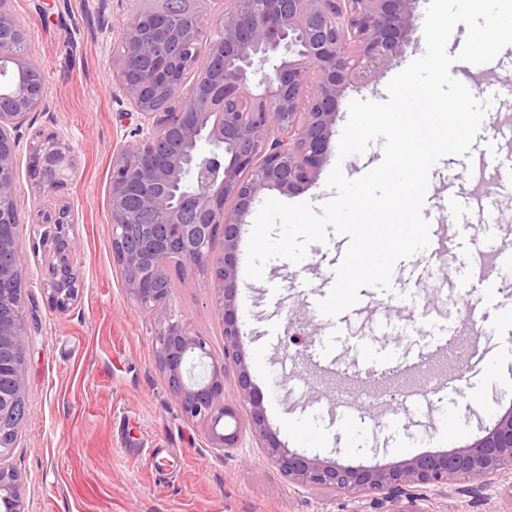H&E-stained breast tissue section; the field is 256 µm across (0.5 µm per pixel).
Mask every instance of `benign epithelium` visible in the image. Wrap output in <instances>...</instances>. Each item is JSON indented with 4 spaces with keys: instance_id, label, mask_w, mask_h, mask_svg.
Here are the masks:
<instances>
[{
    "instance_id": "1",
    "label": "benign epithelium",
    "mask_w": 512,
    "mask_h": 512,
    "mask_svg": "<svg viewBox=\"0 0 512 512\" xmlns=\"http://www.w3.org/2000/svg\"><path fill=\"white\" fill-rule=\"evenodd\" d=\"M166 0H144L134 23L122 24L112 51L113 94L137 114L130 130L134 149L112 158V249L126 272V288L148 306L178 265L205 274L217 285L216 306L224 324V357L207 337L165 313L156 324L157 363L182 414L205 431L211 447H237L240 433L228 421L246 410L251 433L266 461L300 488L329 489L349 498L372 497L391 504L388 512L429 489L445 495L459 486L473 494L497 477L512 479V409L465 448L419 455L389 468H362L317 455L291 452L266 423L262 399L238 353L241 326L236 304L239 217L264 189L292 192L315 179L329 150L338 98L348 85L361 87L398 56L407 41L413 0H233L218 13L193 0L173 17ZM25 29L0 12V67L25 76L39 73L35 56L22 44ZM275 61L258 85L252 76ZM194 90L183 92L189 72ZM0 94V408L24 399L26 349L20 300L25 256L7 224L24 210L16 160L25 117L44 104V88L20 82ZM276 136L270 137L271 129ZM209 149H201L202 144ZM30 164L38 195L54 206L36 213L42 234L43 288L65 311L84 283L73 263L77 223L71 203L58 201L75 169L73 150L62 137H31ZM224 229V254L215 261L211 244ZM210 359L199 382L186 381V357ZM236 370L233 396L225 385L227 366ZM25 479L0 465V512H25Z\"/></svg>"
}]
</instances>
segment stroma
Returning <instances> with one entry per match:
<instances>
[{
    "label": "stroma",
    "instance_id": "stroma-1",
    "mask_svg": "<svg viewBox=\"0 0 512 512\" xmlns=\"http://www.w3.org/2000/svg\"><path fill=\"white\" fill-rule=\"evenodd\" d=\"M428 0H416L410 41L364 87H345L333 136H340L351 100H387L388 81L423 55ZM138 0H10L26 29L44 77L45 100L29 122L36 131L65 136L75 170L63 197L74 201L72 228L84 281L67 311L53 309L42 287L37 256L40 225L23 226L27 256L22 307L28 323L26 418L8 462L26 480V512H384L379 503L355 501L329 490L295 489L261 455L240 413V441L216 453L201 426L180 411L156 364L157 315L129 295L112 250V157L129 146L136 123L129 105L112 93V45ZM473 95L493 98L469 157L455 156L450 172L430 178L422 209L430 223L429 247L399 262L391 288L365 287L352 308L313 317L311 305L335 283V268L348 240L329 234L311 244L303 260L275 258L259 280L238 274L243 321L240 351L263 398L270 431L285 448L353 466L388 467L421 454L470 445L498 415L512 407V335L500 323L512 316V297L486 288L482 277L497 267V252L512 241V191L502 177L512 169V55L499 54L476 77ZM330 147L318 176L291 193L266 190L243 216L238 254L246 256L255 219L268 199L320 207L331 192L327 177L337 159ZM170 311L207 336L215 356L224 354L223 322L210 279L171 269ZM470 295L489 318L480 362L446 360L430 353L431 339L452 333L464 319L461 298ZM310 327L357 375H321L289 363L295 333ZM425 353L421 365L401 362ZM407 390H433L430 403L404 409L382 399L372 375ZM458 391L446 388L449 373ZM356 400L352 421L340 417L337 392ZM512 483L494 481L481 496L429 495L425 512H505Z\"/></svg>",
    "mask_w": 512,
    "mask_h": 512
}]
</instances>
